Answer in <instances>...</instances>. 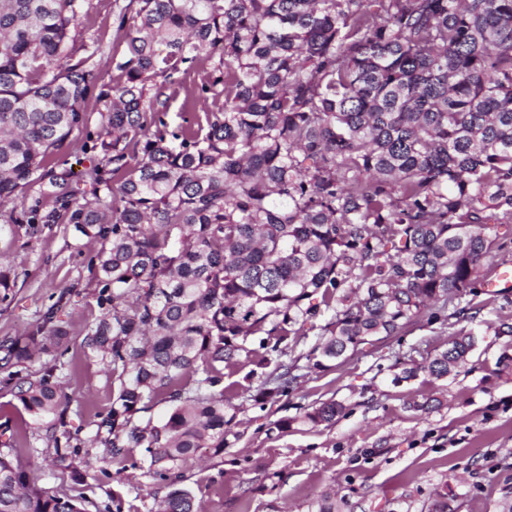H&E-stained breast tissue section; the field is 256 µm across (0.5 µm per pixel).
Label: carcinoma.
Returning <instances> with one entry per match:
<instances>
[{
  "instance_id": "1",
  "label": "carcinoma",
  "mask_w": 512,
  "mask_h": 512,
  "mask_svg": "<svg viewBox=\"0 0 512 512\" xmlns=\"http://www.w3.org/2000/svg\"><path fill=\"white\" fill-rule=\"evenodd\" d=\"M87 0H0V224H61L98 245L101 315L80 346L112 377L95 414L110 481L169 488L158 512H198L195 454L240 433L224 370L252 366L263 409L308 371L342 366L430 315L472 322L478 288L512 262V0H115L109 82L80 41ZM162 44L161 50L157 44ZM213 62L196 92L222 106L175 128L164 90ZM82 174L57 159L68 141ZM17 275L0 264V300ZM64 287L31 330L0 341V385L38 421L59 414ZM313 331L306 355H293ZM461 328L397 381L456 379L478 347ZM169 405L154 422L141 413ZM346 410L315 401L295 422ZM0 440V512H88L37 486ZM450 488L429 512H453Z\"/></svg>"
}]
</instances>
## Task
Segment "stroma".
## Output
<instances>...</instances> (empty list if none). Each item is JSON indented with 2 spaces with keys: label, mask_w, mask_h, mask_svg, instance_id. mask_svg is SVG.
<instances>
[{
  "label": "stroma",
  "mask_w": 512,
  "mask_h": 512,
  "mask_svg": "<svg viewBox=\"0 0 512 512\" xmlns=\"http://www.w3.org/2000/svg\"><path fill=\"white\" fill-rule=\"evenodd\" d=\"M114 0H88L81 26L86 44H98L97 60L111 73L109 57L115 31ZM210 64L186 76L181 87L167 90L165 110L172 123L194 110L191 92L205 81ZM88 243L75 248L61 227L15 224L0 230V262L12 265L18 278L7 302H0V337L20 336L52 305L61 289L77 284L76 294L60 313L73 337L65 356L66 391L72 397L64 428L88 439L96 412L112 402V379L102 364L87 357L79 333L100 314L97 288L87 268L94 251ZM482 310L473 326L478 349L466 374L447 382L426 376L395 382L381 364L388 350L428 353L448 339V329L427 321L410 326L385 345L364 347L346 365L310 375L288 399L257 408L242 401L237 415L240 439L223 459H195L187 482L201 512H316L324 493L336 496L338 512H427L437 490L450 485L459 494L454 512H498L504 494H512V371L498 372L501 353L512 354V292L480 294ZM437 395L441 408L424 415L413 403ZM336 398L344 416L328 428L301 425L284 434L269 433L271 422L298 415L301 406ZM103 447L78 451L84 484H75L55 465L56 448L45 425L31 422L26 441L14 456L37 484L60 497H83L99 512H112L120 495L123 512H155L166 487L146 470L130 480L107 482L92 467Z\"/></svg>",
  "instance_id": "1"
}]
</instances>
